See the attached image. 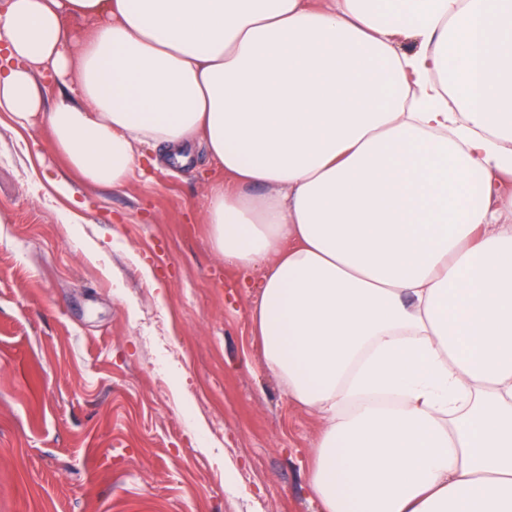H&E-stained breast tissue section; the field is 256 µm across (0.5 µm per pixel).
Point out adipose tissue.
Here are the masks:
<instances>
[{
  "label": "adipose tissue",
  "instance_id": "adipose-tissue-1",
  "mask_svg": "<svg viewBox=\"0 0 512 512\" xmlns=\"http://www.w3.org/2000/svg\"><path fill=\"white\" fill-rule=\"evenodd\" d=\"M0 112L95 185L204 148L322 512H512V0H0Z\"/></svg>",
  "mask_w": 512,
  "mask_h": 512
}]
</instances>
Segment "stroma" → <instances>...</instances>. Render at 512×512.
<instances>
[{"label":"stroma","instance_id":"35a3bbf8","mask_svg":"<svg viewBox=\"0 0 512 512\" xmlns=\"http://www.w3.org/2000/svg\"><path fill=\"white\" fill-rule=\"evenodd\" d=\"M218 176L197 148L87 185L46 119L0 126V512H318L322 424L212 247Z\"/></svg>","mask_w":512,"mask_h":512}]
</instances>
